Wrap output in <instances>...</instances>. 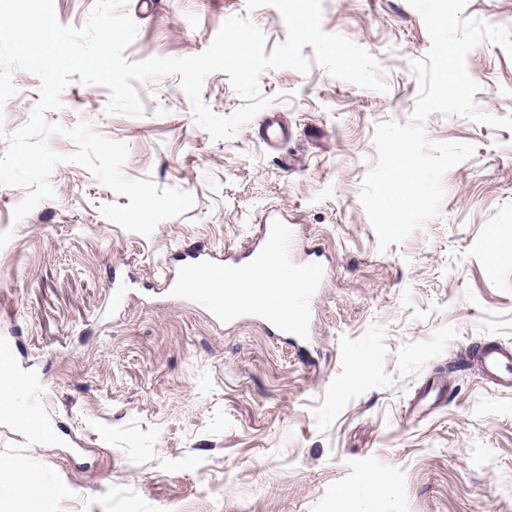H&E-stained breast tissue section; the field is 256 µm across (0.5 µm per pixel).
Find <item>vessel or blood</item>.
<instances>
[{"label": "vessel or blood", "instance_id": "1", "mask_svg": "<svg viewBox=\"0 0 512 512\" xmlns=\"http://www.w3.org/2000/svg\"><path fill=\"white\" fill-rule=\"evenodd\" d=\"M292 238L288 224H271L263 245L254 250L249 260L210 265L211 279L206 292L192 288L191 280L197 266L184 265L174 278V294L204 301L215 320L231 325L246 318L262 322L278 335L305 336L307 333V304L321 278L319 270L303 266L292 270L294 283L279 289L262 300L251 292L254 270L287 267L285 256ZM474 361L481 373L492 383L512 390V347L497 345L478 351Z\"/></svg>", "mask_w": 512, "mask_h": 512}]
</instances>
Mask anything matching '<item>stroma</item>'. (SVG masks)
Masks as SVG:
<instances>
[{
  "label": "stroma",
  "instance_id": "stroma-1",
  "mask_svg": "<svg viewBox=\"0 0 512 512\" xmlns=\"http://www.w3.org/2000/svg\"><path fill=\"white\" fill-rule=\"evenodd\" d=\"M126 11L131 62L197 55L234 15L267 47L287 36L277 9L246 0H128ZM322 28L375 56L389 90L316 64L264 71L266 111L285 133L274 148L258 116L213 140L175 76L138 84L136 117L107 114L108 89L77 81L47 112L127 143L126 177L195 205L145 236L101 213L127 196L67 159L51 174L54 198L21 221L25 189L0 186V342L16 369L36 372L20 403L55 434L0 418V512H512V391L472 361L512 344V130L432 114L430 141L475 150L445 174L439 216L379 252L360 201L373 133L410 121L411 63L431 39L408 0H323ZM467 71L480 110L512 112V57L483 43ZM13 80L8 134L39 99L37 77ZM202 99L224 117L243 104L221 71ZM273 221L293 225L294 260L322 274L303 354L257 321L217 323L164 284L186 260L248 255ZM417 399L425 409L410 413ZM27 471L41 485L18 487Z\"/></svg>",
  "mask_w": 512,
  "mask_h": 512
}]
</instances>
